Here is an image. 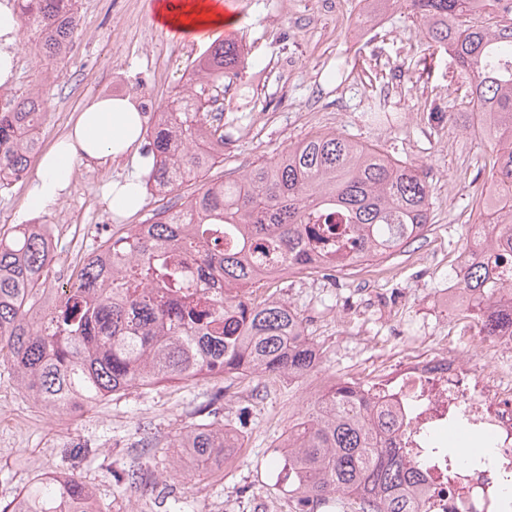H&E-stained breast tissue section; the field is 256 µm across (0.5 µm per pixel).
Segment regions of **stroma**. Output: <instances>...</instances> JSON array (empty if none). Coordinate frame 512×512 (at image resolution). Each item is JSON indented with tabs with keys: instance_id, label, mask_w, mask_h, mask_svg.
Here are the masks:
<instances>
[{
	"instance_id": "1",
	"label": "stroma",
	"mask_w": 512,
	"mask_h": 512,
	"mask_svg": "<svg viewBox=\"0 0 512 512\" xmlns=\"http://www.w3.org/2000/svg\"><path fill=\"white\" fill-rule=\"evenodd\" d=\"M154 0H78V25L64 59H45L21 37L17 76L0 86V103L36 91L46 101L42 149L67 129L78 109L98 96H122L154 110L185 83L195 60L221 30L177 38L156 25ZM242 17L236 41L243 65L217 91L224 125V162L209 179L236 178L306 137L334 131L422 166L432 191V227L390 255L396 279L342 271L296 274L257 285L304 320L319 347L306 376H217L132 388L79 413L52 412L33 400L0 365V507L38 474L76 476L93 487L102 512H298L279 465L282 446L324 383L367 377L377 355L424 336L435 344L459 324L443 312L444 288L455 282L466 233L489 183L496 154L474 138L467 86L444 46L432 43L403 4L367 24L362 0H226ZM391 121H366L370 101ZM124 173L110 160L79 162L71 187L40 209L28 205L29 178L0 187V234L19 224L55 229V264L46 285L67 287L59 267H74L128 224L149 223L158 208L185 199L200 181L162 194L146 189L145 205L123 219L105 191ZM207 425L228 429L242 445L224 468L197 474L174 441ZM148 470L149 484L131 494L121 477Z\"/></svg>"
}]
</instances>
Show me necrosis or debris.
Instances as JSON below:
<instances>
[{"label": "necrosis or debris", "instance_id": "necrosis-or-debris-1", "mask_svg": "<svg viewBox=\"0 0 512 512\" xmlns=\"http://www.w3.org/2000/svg\"><path fill=\"white\" fill-rule=\"evenodd\" d=\"M467 258L497 283L487 306L495 322L485 336L494 367L477 370L451 343L430 350L418 344L389 356L378 380L352 386L360 401L394 416L393 447L426 468L421 491L412 494L426 512H501L505 475L512 470V243L490 244L473 229ZM460 423L485 448L487 463L460 462L449 479L440 465L428 463L424 449Z\"/></svg>", "mask_w": 512, "mask_h": 512}]
</instances>
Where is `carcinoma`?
<instances>
[{
	"label": "carcinoma",
	"instance_id": "1",
	"mask_svg": "<svg viewBox=\"0 0 512 512\" xmlns=\"http://www.w3.org/2000/svg\"><path fill=\"white\" fill-rule=\"evenodd\" d=\"M402 1L428 38L448 48L469 79L480 114L477 132L498 147L491 178L501 183L479 205L478 223L512 238V0H370L383 10ZM21 30L44 56L67 55L77 26L73 0H17ZM241 63L230 40L207 47L185 88L153 111L146 128L153 166L148 180L163 189L224 163V130L209 118L210 91ZM46 103L38 93L0 109V186L26 175L40 148ZM431 189L421 167L334 132L311 135L234 179L206 182L187 207H161L152 232L139 225L105 241L112 253L107 293L89 262L74 267L72 286L44 297L52 252L43 224H23L0 237V361L32 397L52 411L74 412L131 388L200 376H301L316 368L319 350L290 306L252 297L261 263L272 259L312 275L308 251L350 238L368 254L390 255L424 236L431 223ZM197 271L204 303L183 299L184 268ZM464 290L489 293V271L470 267ZM375 429L347 381L308 409L288 434L281 470L302 512H318L344 494L358 512H423L406 490L424 479L401 448L386 443L393 426L380 414ZM196 469L226 460L240 439L205 426L182 433ZM426 453L448 468V448ZM3 512H99L86 483L62 475L37 476Z\"/></svg>",
	"mask_w": 512,
	"mask_h": 512
}]
</instances>
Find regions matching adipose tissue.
Instances as JSON below:
<instances>
[{"label":"adipose tissue","instance_id":"ef3b65f1","mask_svg":"<svg viewBox=\"0 0 512 512\" xmlns=\"http://www.w3.org/2000/svg\"><path fill=\"white\" fill-rule=\"evenodd\" d=\"M153 18L179 36H196L210 29L238 25L226 13L223 0H155ZM20 21L13 0H0V85L14 77ZM140 111L126 98L105 97L86 102L69 130L41 158L28 189L31 207L56 201L70 187L79 161L112 159L125 162V176L108 185L106 199L112 213L128 215L141 209V175L148 164L138 148L143 139Z\"/></svg>","mask_w":512,"mask_h":512}]
</instances>
